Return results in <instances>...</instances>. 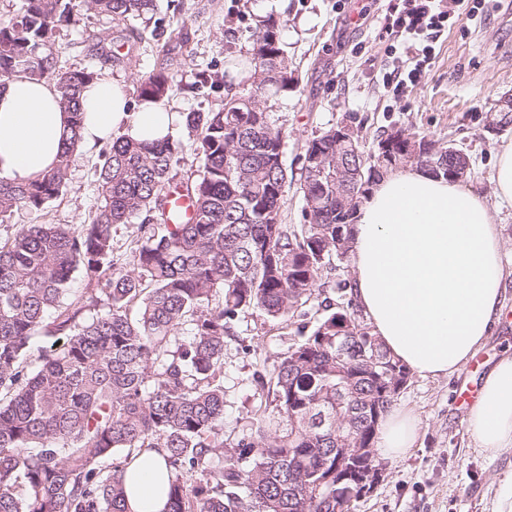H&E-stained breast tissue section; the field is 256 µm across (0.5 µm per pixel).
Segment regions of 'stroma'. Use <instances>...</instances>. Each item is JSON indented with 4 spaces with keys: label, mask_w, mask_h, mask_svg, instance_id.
<instances>
[{
    "label": "stroma",
    "mask_w": 512,
    "mask_h": 512,
    "mask_svg": "<svg viewBox=\"0 0 512 512\" xmlns=\"http://www.w3.org/2000/svg\"><path fill=\"white\" fill-rule=\"evenodd\" d=\"M371 2L157 0L155 11L120 23L81 9L56 30L50 51L58 66L91 68L123 81L132 94L142 76L166 69L175 79L165 100L172 111L211 112L224 104L229 57L250 48L255 17L270 15L280 23L279 40L299 79L273 107L286 131L289 170L299 172L305 144L330 127L349 126L369 150L385 131L399 129L464 153L469 171L462 186L491 195L498 152L512 143V122L494 110L502 96L512 95V0H485L475 19L444 33L432 68L398 99L378 80L396 62L390 40L376 16L358 17ZM99 162L98 153L76 151L64 195L41 214L23 211L0 224V239L36 221L91 223L103 203ZM502 300L506 316L478 351L485 373L512 352V276ZM317 317V302L301 317L274 320L253 307L238 314L224 339L225 440L260 419L278 423L275 403L256 378L272 376ZM476 374L467 367L448 378L409 373L392 405L416 413L417 442L405 458L385 460L378 485L353 512H512V450L492 456L474 448L455 402L457 388Z\"/></svg>",
    "instance_id": "35a3bbf8"
}]
</instances>
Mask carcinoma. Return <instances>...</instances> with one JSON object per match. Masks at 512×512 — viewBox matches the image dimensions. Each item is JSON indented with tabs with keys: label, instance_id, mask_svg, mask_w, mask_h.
Returning a JSON list of instances; mask_svg holds the SVG:
<instances>
[{
	"label": "carcinoma",
	"instance_id": "cac0c4a2",
	"mask_svg": "<svg viewBox=\"0 0 512 512\" xmlns=\"http://www.w3.org/2000/svg\"><path fill=\"white\" fill-rule=\"evenodd\" d=\"M121 22L154 0H23L0 17V77L23 71L54 81L71 112L72 137L55 168L28 185L0 179V224L19 210L42 212L66 188L81 129V88L89 68L62 70L39 49L74 11ZM278 24L256 21L251 49L232 59L243 89L218 112H189L185 128L199 158L193 182L172 175L182 144L121 137L101 150L104 204L79 232L68 224H21L0 241V512H129L125 466L144 451L163 456L172 476L164 512H352L348 482L336 479V449L374 448L393 393L378 381L396 361L350 312L324 306L310 335L257 377L286 421L224 442V337L238 313L257 307L292 316L322 277L349 258L355 214L336 203V162L365 153L358 138L336 147V127L309 140L302 166V224L283 218L288 169L284 131L269 108L297 82ZM165 69L140 79L139 101L172 88ZM363 169L351 191L358 209ZM179 184L195 216L169 223L167 193ZM141 218L143 243L131 269L114 267L112 226ZM87 277L70 293L77 271ZM191 325L179 342L175 332ZM124 459L103 467L119 452Z\"/></svg>",
	"mask_w": 512,
	"mask_h": 512
}]
</instances>
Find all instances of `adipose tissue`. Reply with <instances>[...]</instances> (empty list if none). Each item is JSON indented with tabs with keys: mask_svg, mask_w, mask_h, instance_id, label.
Listing matches in <instances>:
<instances>
[{
	"mask_svg": "<svg viewBox=\"0 0 512 512\" xmlns=\"http://www.w3.org/2000/svg\"><path fill=\"white\" fill-rule=\"evenodd\" d=\"M80 148L114 137L153 142L175 135L177 118L163 103L131 107L125 83L99 77L80 95ZM70 114L55 85L18 73L0 80V179L24 185L52 169L70 133ZM492 197L411 167L390 170L359 207L351 259L354 296L391 355L423 377L463 368L502 315L506 276L503 244L493 216L512 204V145L501 149ZM475 448L512 449V356L486 375L467 412ZM412 411L387 413L378 448L391 460L417 439ZM168 470L149 452L127 465L130 512H163Z\"/></svg>",
	"mask_w": 512,
	"mask_h": 512,
	"instance_id": "ef3b65f1",
	"label": "adipose tissue"
}]
</instances>
